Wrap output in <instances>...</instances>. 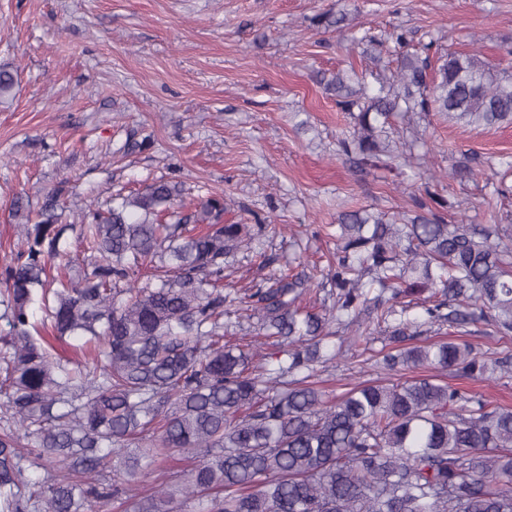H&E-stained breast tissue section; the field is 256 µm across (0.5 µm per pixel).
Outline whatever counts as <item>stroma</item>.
I'll return each mask as SVG.
<instances>
[{"label": "stroma", "mask_w": 512, "mask_h": 512, "mask_svg": "<svg viewBox=\"0 0 512 512\" xmlns=\"http://www.w3.org/2000/svg\"><path fill=\"white\" fill-rule=\"evenodd\" d=\"M344 13L343 29L315 21ZM411 31L414 42L476 54L497 66L512 50V0H0V68L15 85L0 98V266L16 252L9 211L16 195L38 200L66 185L68 221L90 199L181 181L186 211L224 197L223 223L267 221L253 246L224 262L232 294L265 285L284 269L335 251L341 212L371 205L412 210L425 190L465 208L475 223L497 214L512 241V198L493 187L507 177L484 170L450 179L463 155H512V125L477 129L430 113L424 184L388 170L359 175L336 153L350 128L322 81L340 69L375 66L352 36L369 27ZM468 341L486 362L512 355V335L479 322ZM343 346L316 376L329 397L363 381L389 382L374 353Z\"/></svg>", "instance_id": "35a3bbf8"}]
</instances>
